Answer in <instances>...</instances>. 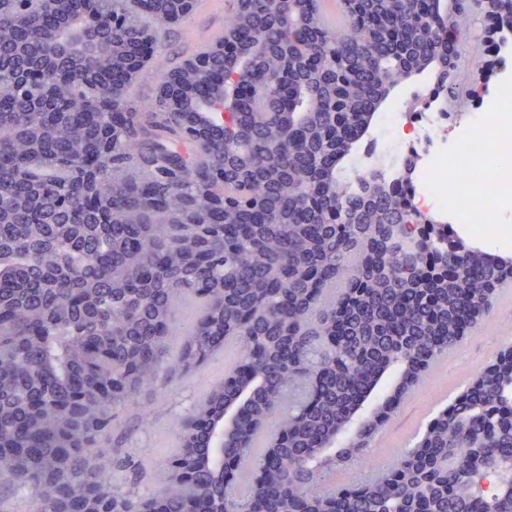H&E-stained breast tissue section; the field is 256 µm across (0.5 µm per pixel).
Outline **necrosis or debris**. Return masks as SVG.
I'll use <instances>...</instances> for the list:
<instances>
[{"instance_id":"4bbe7bcc","label":"necrosis or debris","mask_w":512,"mask_h":512,"mask_svg":"<svg viewBox=\"0 0 512 512\" xmlns=\"http://www.w3.org/2000/svg\"><path fill=\"white\" fill-rule=\"evenodd\" d=\"M433 80L418 85L390 111L380 114L370 146L352 153L354 174L379 163L394 180L406 158L416 160L413 182L405 193L413 205L440 220L466 225L481 237L493 234L512 242V179L496 164L512 153V72L503 73L480 110L457 118L432 100Z\"/></svg>"}]
</instances>
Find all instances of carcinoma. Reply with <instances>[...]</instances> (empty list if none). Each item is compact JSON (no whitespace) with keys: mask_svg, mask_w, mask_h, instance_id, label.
Returning <instances> with one entry per match:
<instances>
[{"mask_svg":"<svg viewBox=\"0 0 512 512\" xmlns=\"http://www.w3.org/2000/svg\"><path fill=\"white\" fill-rule=\"evenodd\" d=\"M429 0H342L347 27L320 0H235L225 29L263 44L261 74L227 115L215 110L242 61L203 51L209 99L182 114L135 106L112 88L123 44L81 38L78 18L139 16L130 38L160 45L173 0H66L67 45L43 54L42 0H0V449L34 493V512H512V369L483 376L424 425L411 448L356 483L330 486L320 450L342 464L367 445L406 386L463 336V300L505 283L503 260L423 242L430 263L404 269L393 225L430 215L367 170L347 190L351 150L388 90L380 72L433 70L454 93L461 62L448 31L482 45L483 7ZM86 64L88 85L67 78ZM207 128L209 146L198 127ZM199 313L176 359V317ZM235 350L223 379L179 424L165 466L182 471L150 496L123 491L134 452L97 448L112 409L158 390L176 368ZM395 387L366 409L390 372ZM244 412L225 432L224 405ZM236 458L224 479L215 449ZM495 477L501 492L482 495Z\"/></svg>","mask_w":512,"mask_h":512,"instance_id":"obj_1","label":"carcinoma"}]
</instances>
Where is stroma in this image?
I'll use <instances>...</instances> for the list:
<instances>
[{
  "instance_id": "1",
  "label": "stroma",
  "mask_w": 512,
  "mask_h": 512,
  "mask_svg": "<svg viewBox=\"0 0 512 512\" xmlns=\"http://www.w3.org/2000/svg\"><path fill=\"white\" fill-rule=\"evenodd\" d=\"M192 26L209 39L224 32L223 19L198 13L169 26L156 62L148 64L128 85L126 98L130 103L152 99L160 67H172L199 53V45L187 39V30ZM509 345L512 346V306H503L496 300L491 304V316L487 322L482 327L468 329L462 342L448 353L447 373L410 391L395 406L390 420L376 437V444L393 451L408 445L428 414L448 403L484 364ZM227 361L224 354H216L203 367L176 372L164 390L143 393L115 411L114 429L104 441L105 455L131 450L142 463L139 479H132L129 472H118L113 476L115 484L134 487L142 495L153 493L165 484L168 472L164 461L180 445L178 422L193 412L210 384L223 377ZM145 414L150 417V424L146 427L141 424V417Z\"/></svg>"
}]
</instances>
